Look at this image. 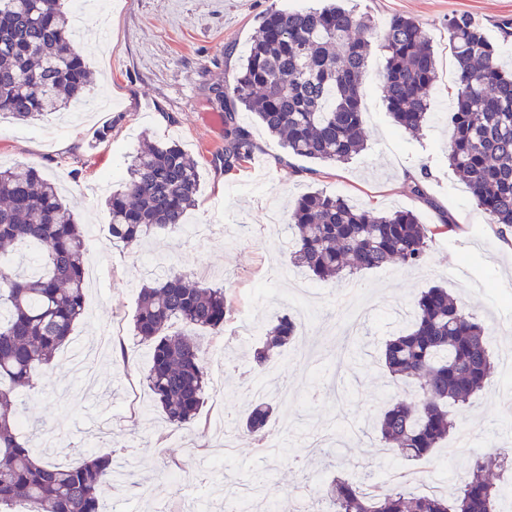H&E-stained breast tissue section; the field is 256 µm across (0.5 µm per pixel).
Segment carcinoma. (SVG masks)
Instances as JSON below:
<instances>
[{"mask_svg": "<svg viewBox=\"0 0 512 512\" xmlns=\"http://www.w3.org/2000/svg\"><path fill=\"white\" fill-rule=\"evenodd\" d=\"M369 17L327 0L319 8L270 9L224 93V171L251 160L249 134L236 125V106L254 115L289 152L342 162L365 149L361 77L372 43L362 33ZM448 46L457 88L448 112V163L491 223L512 227V72L495 61L481 28L465 14L448 20ZM382 92L402 130L417 133L428 119L438 60L416 20L394 17L381 37ZM90 85L84 58L69 35L59 0H0V115L31 121L80 99ZM200 171L178 145L145 142L128 177L106 200L112 243L150 242L185 224L199 194ZM292 264L320 281H335L388 264L423 263L433 230L409 211L382 213L340 196L310 191L288 213ZM35 246L26 272L8 251ZM83 234L57 184L32 165L0 169V512L26 504L30 512H102L99 489L117 469L141 480L139 466H115L112 455H90L60 468L36 457L20 436L19 397L44 387L47 366L85 314ZM228 313L224 288L190 282L172 271L139 290L135 335L150 346L147 386L154 406L177 429L193 426L204 404L208 374L194 334L218 330ZM298 333L279 316L254 348L263 369ZM384 367L410 399L391 397L373 416L376 439L390 454L429 458L457 430L455 411L486 389L493 356L486 326L453 298L432 287L416 300L408 328L383 345ZM275 414L257 400L235 431L262 438ZM512 454L473 460L451 494L412 495L402 487L369 486L333 477L320 499L328 512H500V474Z\"/></svg>", "mask_w": 512, "mask_h": 512, "instance_id": "carcinoma-1", "label": "carcinoma"}]
</instances>
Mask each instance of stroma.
I'll list each match as a JSON object with an SVG mask.
<instances>
[{"instance_id":"obj_1","label":"stroma","mask_w":512,"mask_h":512,"mask_svg":"<svg viewBox=\"0 0 512 512\" xmlns=\"http://www.w3.org/2000/svg\"><path fill=\"white\" fill-rule=\"evenodd\" d=\"M319 0H99L111 15L109 36L89 29L74 44L92 71L82 118L60 112L27 124L0 118V166L29 164L59 181L74 205L88 261L87 315L77 322L71 341L57 353L42 391L27 394L22 434L36 454L62 466L95 452L123 460L140 457L144 493L127 486L102 490L104 512H157L160 505L180 507L185 494L207 498L221 512L220 478L239 469L267 471L264 490L279 512H295L309 473L325 478L350 476L346 467H328L301 446L307 432L335 423L348 431L356 460L376 462L386 453L365 435L380 395L397 391L379 360V348L394 327L414 320V302L427 288H447L487 326L495 355L488 388L461 411V425L475 438V455L512 448V242L503 227L490 223L467 187L448 165L446 108L455 92L448 49V20L466 14L478 22L497 49L500 64L512 68V36L500 28L512 19V0H350L369 15L377 33L363 83L365 150L340 163L315 162L288 154L246 111L236 122L248 131L253 157L262 169L244 165L225 171L223 128L211 127L208 113H223L215 88L229 86L264 14L299 9ZM414 18L429 32L439 60L431 90L432 115L415 135L393 122L381 93L384 57L378 33L392 17ZM173 142L192 156L201 172L190 224H210V237L197 240L171 233L160 244L119 247L108 237L106 196L116 189L140 141ZM421 174L422 195L408 188L406 173ZM319 189L349 203L381 211L405 210L420 222L438 226L426 260L407 268L391 264L365 270L349 281L319 285L310 301L313 326L276 360L289 379L286 450L263 456L237 438V454L222 468L202 461L188 493L176 491L164 470L180 466L192 448L219 447L225 414L242 404L244 384L258 373L242 354L244 344L259 345L263 335L237 340L239 319L272 324L295 313L284 284L267 272L288 262L287 224L273 225L271 213L287 215L300 193ZM465 267L469 279L457 280L449 266ZM172 269L193 280L223 287L231 312L222 330L201 336L208 366L205 404L190 429L168 426L152 405L144 382L149 349L138 342L133 317L138 293L151 274ZM123 341L128 360L99 352L93 375L76 373L73 352L94 345L99 329Z\"/></svg>"}]
</instances>
